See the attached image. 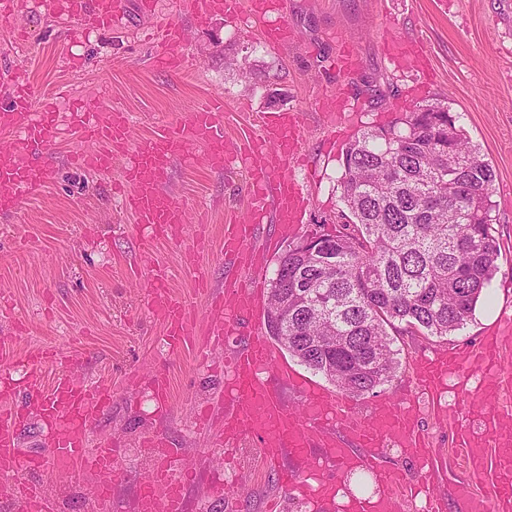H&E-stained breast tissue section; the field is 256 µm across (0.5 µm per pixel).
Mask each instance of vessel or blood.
<instances>
[{
  "label": "vessel or blood",
  "mask_w": 512,
  "mask_h": 512,
  "mask_svg": "<svg viewBox=\"0 0 512 512\" xmlns=\"http://www.w3.org/2000/svg\"><path fill=\"white\" fill-rule=\"evenodd\" d=\"M45 11L66 17L81 28L107 31L125 18L123 0H42ZM197 20L222 14L231 19L244 15L262 17L279 8V0H194ZM184 32L175 24L162 31L163 50L152 60L153 66L175 70L181 65L180 48ZM390 60L406 68L422 54L420 41L413 39L386 42ZM0 134L10 140L0 145V215L16 214L34 191L46 188L51 168L37 161L56 139L60 125L84 145L73 156L81 168L105 171L122 163L130 188L125 199L137 223L150 229L152 238L169 235L186 223L184 209L166 187L177 160L187 158L191 149L202 150L208 164L223 169L225 163L239 160L249 175V205L245 219L224 227V254L239 263L240 269L255 271L259 254L248 243L268 211H275L281 232H293L302 223L307 199L290 170L299 155L300 116L283 112L263 121L250 139L231 138L224 132V99L210 97L190 113L186 120L165 126L148 142H132L130 113L85 102L77 110L63 114L53 98L42 92L24 75L0 69ZM140 262L150 273L146 305L160 320L170 348L195 344L193 318L182 297L168 287L169 272L154 257L151 245H143ZM263 310L262 297L255 281L236 278L226 284L223 294L212 298L207 309L204 334L214 343H223L235 330L237 317L254 321ZM512 351V311H501L492 331L476 351L460 355L441 352L416 362L417 384L429 394H439L449 377L459 387L468 384V373L481 374L480 394L488 409L482 432L467 433L461 446L469 465L471 480L459 483L457 497L464 512H512V371L504 366L503 356ZM65 359L57 348L29 350L31 369L26 378L28 405L50 428V455L45 459L21 456L18 416L10 400L16 383L9 371H0V492L18 503L20 512H58L57 502L38 484L19 479L20 469L46 467L65 469L77 464L103 477L99 494L109 498L116 474L118 449L95 442L93 429L108 403L104 385L97 380L58 373L45 381L43 369ZM225 389L233 397L224 410V445L237 448L251 440L263 464L278 468L282 484L293 480L292 470L282 468L283 457L300 461L309 477L315 478L314 497L332 498L335 487L320 481L324 467L349 470L363 465L360 449L378 451L385 442H394L421 466L434 461L416 421L419 410L414 402L401 405L377 404L368 417L352 415L340 397L313 386H304L306 415L288 408L271 385L274 371L273 349L261 338L252 339L246 348L224 360ZM342 426L340 434L330 432L332 422ZM153 468L136 502V512H185L187 471L178 462L173 448L161 436L151 437ZM370 463L381 488L377 500L355 501L354 512H395V498L416 493L405 474L394 467ZM491 481L493 497L474 492L477 482Z\"/></svg>",
  "instance_id": "1"
}]
</instances>
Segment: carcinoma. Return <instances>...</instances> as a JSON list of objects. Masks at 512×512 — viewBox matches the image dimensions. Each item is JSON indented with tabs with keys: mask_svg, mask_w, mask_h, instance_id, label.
<instances>
[{
	"mask_svg": "<svg viewBox=\"0 0 512 512\" xmlns=\"http://www.w3.org/2000/svg\"><path fill=\"white\" fill-rule=\"evenodd\" d=\"M456 122L417 103L361 131L343 155V232L288 249L275 270L270 335L347 395L396 379L390 332L463 328L498 269L495 173Z\"/></svg>",
	"mask_w": 512,
	"mask_h": 512,
	"instance_id": "carcinoma-1",
	"label": "carcinoma"
}]
</instances>
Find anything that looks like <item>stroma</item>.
Wrapping results in <instances>:
<instances>
[{"mask_svg": "<svg viewBox=\"0 0 512 512\" xmlns=\"http://www.w3.org/2000/svg\"><path fill=\"white\" fill-rule=\"evenodd\" d=\"M138 0H125L126 18L117 32L75 30L73 23L47 14L39 0H27L20 17L0 16V65L22 70L45 89H62L59 109L71 111L88 96L129 112L133 142L142 144L161 127L188 118L210 95L224 97V130L233 137L255 135L259 117L291 110L302 125V161L294 173L308 198L303 224L279 237L265 220L253 241L266 251L261 288L269 290L279 258L287 247L313 234H335L340 226L338 181L345 145L360 129L392 120L398 107L412 104V88L426 84V96L458 115L469 141L495 171L492 200L499 269L471 320L448 336L406 333L395 336L401 372L381 392L349 398L353 414L367 415L380 400L401 402L411 388L414 361L438 350L460 353L477 348L512 304V0H281L269 23L292 31L287 45L272 46L261 37L263 23L247 18L211 16L197 21L190 0H155L151 14L140 13ZM186 32L184 64L176 71L151 66L153 29L167 23ZM390 36L417 38L425 67L400 70L390 64L383 41ZM353 48L361 66L354 73L336 68L343 47ZM80 61L66 69L65 58ZM349 93L358 109L342 125H333L320 102ZM81 144L62 131L43 158L54 176L47 188L30 196L20 211L0 216V290L10 307L0 317V347L11 351L8 365L16 381L26 375L27 350L51 344L63 349L76 374L101 379L110 389L96 436L121 450V477L112 495L100 501L99 474L74 466L68 472L41 471L45 492L58 499L60 512H135L141 484L152 468L144 442L161 435L181 452L189 468L186 493L190 512H344L354 494L374 495L376 485L363 471L335 468L322 472L337 495L314 498L307 477L283 488L275 472L260 466L255 446L245 443L235 464L224 460V371H207L199 354L225 356L239 350L252 329L240 325L219 349H211L202 330L207 305L222 291L226 221L247 211L248 177L241 164L210 169L202 151L176 162L168 189L183 207L187 222L176 235L153 243L157 261L166 266L170 284L180 291L199 336L194 347L171 349L162 325L147 312L146 270L137 269L143 232L111 184L122 179L121 163L105 172H89L70 157ZM23 332H16V324ZM168 379L171 397L159 402L156 377ZM477 390L458 397L441 393L426 409L422 430L434 453V472L423 471L400 448L382 450L385 461L410 481L428 479L443 500V512H458L455 486L466 479L462 434L482 428L470 413ZM461 405L457 419L439 421L440 406ZM210 410L209 425L198 428V415Z\"/></svg>", "mask_w": 512, "mask_h": 512, "instance_id": "obj_1", "label": "stroma"}]
</instances>
